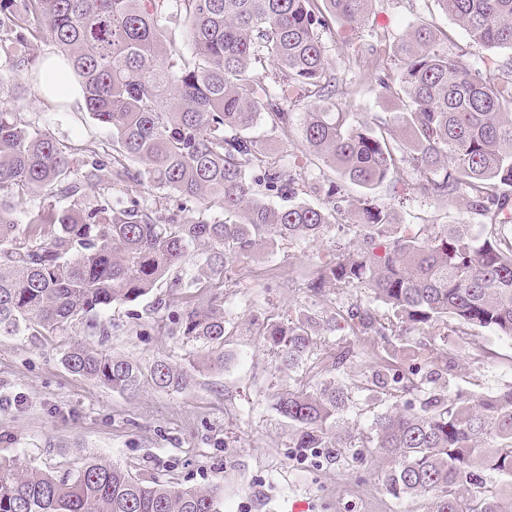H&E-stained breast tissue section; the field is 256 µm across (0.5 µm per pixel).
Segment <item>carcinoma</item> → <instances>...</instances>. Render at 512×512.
Returning <instances> with one entry per match:
<instances>
[{
  "instance_id": "cac0c4a2",
  "label": "carcinoma",
  "mask_w": 512,
  "mask_h": 512,
  "mask_svg": "<svg viewBox=\"0 0 512 512\" xmlns=\"http://www.w3.org/2000/svg\"><path fill=\"white\" fill-rule=\"evenodd\" d=\"M375 2L0 0V55L39 83L41 70L16 49L33 29L47 32L59 49L52 66L77 79L85 110L112 133L117 152L108 162L90 142L61 145L0 107V191L50 198L22 223L0 194V333L52 336L79 323L103 341L112 325L101 314L112 304L145 299L162 282L172 291L222 284L229 262L284 241L315 242L344 220L350 245L317 256L303 282L313 296H345L342 314L306 311L258 333L277 370L302 369L316 336L342 319L352 335L383 343L387 358L361 390L395 403L356 437L340 432L352 403L343 380L290 389L276 410L292 427L293 447L369 448L385 464V490L427 501L430 512H512V383L480 399L451 394L453 357H438L449 327L476 350L477 330L512 338V60L492 71L472 65L449 48L447 31L420 19L368 45L367 69L401 109L359 120L322 36L333 22L358 34ZM437 2L473 42L512 50V0ZM309 97L308 156L270 158L257 130L288 135L293 103ZM77 150L90 155L81 169ZM130 158L141 167L130 169ZM322 165L335 178H307ZM400 168L413 174L404 189L458 200L479 223H397L366 191L384 185L400 196L392 179ZM121 182L158 190L154 206L112 202L110 186ZM170 194L181 204L165 213ZM214 207L224 218L209 214ZM200 241L210 252L188 273L189 248ZM168 329L202 343L209 368L229 360L234 324L224 299L187 307ZM408 333L418 334L420 362L404 368L389 337ZM61 363L119 393L194 382L166 358L143 366L84 343ZM221 499L217 486L149 485L115 463L54 473L0 457V512H220Z\"/></svg>"
}]
</instances>
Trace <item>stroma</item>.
<instances>
[{"label": "stroma", "instance_id": "1", "mask_svg": "<svg viewBox=\"0 0 512 512\" xmlns=\"http://www.w3.org/2000/svg\"><path fill=\"white\" fill-rule=\"evenodd\" d=\"M448 29L456 48L481 68L512 58V51H489L472 44L436 0H384L374 6L357 35L341 28L324 34L329 65L359 90L357 113L366 120L392 111L362 60L375 35H398L417 19ZM15 108L21 118L64 145H78L95 133L102 152L112 150L109 131L95 129L83 103L55 106L39 84L13 73L0 56V105ZM374 195L392 204L403 224H473L475 215L462 203H438L420 197L390 200L385 188ZM350 232L332 227L324 239L310 244H285L272 255L234 261L224 273L221 289L159 288L166 306L151 300L118 303L105 312L112 334L108 352L149 365L158 357L187 366L197 364L192 386L182 392L143 386L122 394L71 374L61 364L64 349L81 342L80 329L56 336L25 331L0 335V455L19 457L22 465L59 472L80 469L86 462H114L147 481L162 480L179 488L221 486V512H291L303 503L305 512H429L424 501L396 498L382 488V463L370 452L347 451L330 458L327 451L308 453L292 447L287 420L275 410L287 389L305 388L337 373L353 385L354 405L347 419L355 432H368L374 414L388 403L366 405L364 383L379 363L380 348L348 329L318 336L307 370L290 374L274 370L275 357L258 336L265 320L296 317L304 310L333 312L335 295L316 300L301 286L313 255L335 253ZM223 294L229 318L236 325L228 337L231 362L221 370L202 367L203 344L170 335L168 316L188 306L202 307ZM483 352L468 337L449 335L446 346L455 365L450 387L482 398L512 381V339L484 333ZM346 350L354 363L336 366Z\"/></svg>", "mask_w": 512, "mask_h": 512}]
</instances>
